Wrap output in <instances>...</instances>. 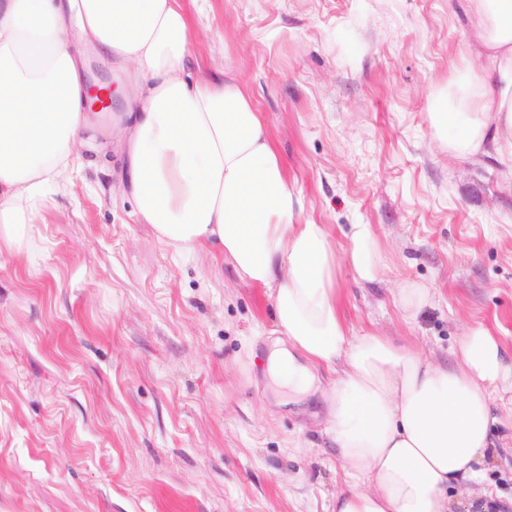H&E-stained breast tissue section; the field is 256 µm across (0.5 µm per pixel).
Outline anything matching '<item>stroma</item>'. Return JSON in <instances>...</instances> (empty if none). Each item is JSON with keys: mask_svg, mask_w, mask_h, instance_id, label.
I'll return each instance as SVG.
<instances>
[{"mask_svg": "<svg viewBox=\"0 0 512 512\" xmlns=\"http://www.w3.org/2000/svg\"><path fill=\"white\" fill-rule=\"evenodd\" d=\"M195 49L220 52L263 112L336 245L352 332L452 362L484 325L512 360V165L461 158L431 130L435 97L485 73L460 0H182ZM125 110V74L94 52ZM21 247L0 245V512H333L329 406L278 403L250 351L275 338L268 288L211 247L180 254L136 220L120 158L89 151ZM373 225L381 275L357 282L345 231ZM431 288L404 318V283ZM478 484L451 495L512 512V398L493 403Z\"/></svg>", "mask_w": 512, "mask_h": 512, "instance_id": "stroma-1", "label": "stroma"}]
</instances>
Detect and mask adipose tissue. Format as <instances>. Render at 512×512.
<instances>
[{
    "instance_id": "1",
    "label": "adipose tissue",
    "mask_w": 512,
    "mask_h": 512,
    "mask_svg": "<svg viewBox=\"0 0 512 512\" xmlns=\"http://www.w3.org/2000/svg\"><path fill=\"white\" fill-rule=\"evenodd\" d=\"M464 7L492 67L428 121L450 152L512 164V0ZM89 46L128 77L124 115L100 144L125 152L138 223L180 251L218 244L240 281L271 290L274 383L305 395L331 375V431L354 481L336 512H449V487L482 478L473 464L492 399L512 385L500 338L469 328L445 364L347 328L326 225L302 219L262 112L223 63L203 65L179 0H0V242L22 245L46 189L70 181L78 147L99 142L81 77ZM348 240L357 279L376 281L372 225H351Z\"/></svg>"
}]
</instances>
